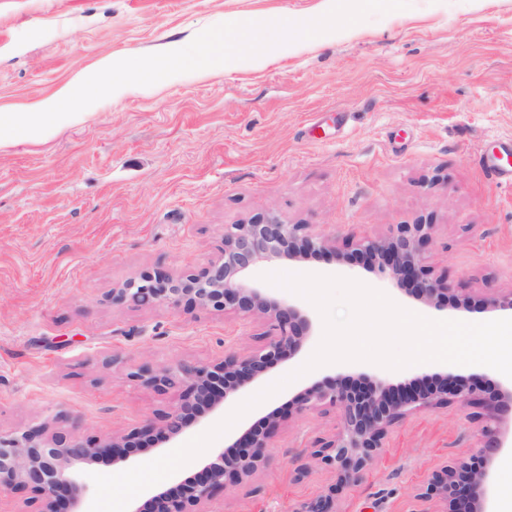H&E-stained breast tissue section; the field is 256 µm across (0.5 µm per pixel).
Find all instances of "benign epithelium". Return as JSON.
Segmentation results:
<instances>
[{"mask_svg":"<svg viewBox=\"0 0 512 512\" xmlns=\"http://www.w3.org/2000/svg\"><path fill=\"white\" fill-rule=\"evenodd\" d=\"M432 229L431 224H399L386 237L357 241L354 251L416 299L438 306L447 298L458 308L466 307L471 296L424 265V248L432 239ZM323 252L341 257L345 244L312 231L309 224H287L273 213L258 214L240 224L224 225L222 256L202 269L180 275L145 274L112 289L114 305L166 306L185 314L215 311L258 316L265 320L268 332L257 346L246 351L226 350L213 362H179L132 373L136 381L157 393L178 392L179 402L112 440L80 433L74 422L68 429L62 427L68 420L63 414L52 423L23 432H0V496L29 493L12 512H81L86 492L79 475L83 466L105 452L112 453L114 462L125 461L128 448L170 440L193 418L240 394L261 374L299 351L310 328L307 313L251 287L247 276L260 261L292 260ZM482 300L489 310L512 311V291L503 294L488 288ZM454 403L473 409L468 418L481 424L477 452L484 467L474 468L463 459L438 466L426 488L417 494L423 502L456 501L488 485V465L503 448L501 424L506 414H512V379H502L495 394L487 391L479 377L452 372L410 388H399L382 378L361 387L343 377L308 388L298 396L294 412L332 410L339 424L334 435L316 441L309 462L295 468V479L306 477L315 464L333 470L337 483L299 502L290 512H342L336 501L339 486L362 477L382 453L396 424L416 412ZM279 427L280 418L271 416L263 429L242 435L235 452L216 451L197 478L184 484L178 494L157 493L133 512H211L208 505L217 492L243 482L266 464L270 442Z\"/></svg>","mask_w":512,"mask_h":512,"instance_id":"obj_1","label":"benign epithelium"}]
</instances>
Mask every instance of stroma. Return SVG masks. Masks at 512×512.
Here are the masks:
<instances>
[{"mask_svg": "<svg viewBox=\"0 0 512 512\" xmlns=\"http://www.w3.org/2000/svg\"><path fill=\"white\" fill-rule=\"evenodd\" d=\"M333 39L291 43L264 64L190 72L168 86H130L83 122L0 153V432L66 414L109 439L169 410L177 393L131 377L145 364L207 363L255 345L252 317L113 305V289L155 271L199 270L223 250L224 227L274 213L291 224L358 241L398 224H431L430 270L474 296L512 290V0H411ZM318 0H0V107L25 111L78 73L136 57L236 17L311 19ZM285 271L359 280L430 319H496L481 304L435 308L406 295L354 251L263 262ZM308 312L304 346L249 385L254 395L303 365L323 334L306 299L265 285ZM501 375L480 365L425 363L390 370L368 362L320 366L245 414L217 439L228 449L271 414L281 428L268 463L218 493L212 512H290L334 484L315 467L294 478V455L338 427L334 413L288 415L306 388L344 377L396 386L446 371ZM224 404L126 463L154 460L207 431ZM480 437L449 405L395 425L363 477L345 484L342 512H419L432 470L472 459Z\"/></svg>", "mask_w": 512, "mask_h": 512, "instance_id": "stroma-1", "label": "stroma"}]
</instances>
